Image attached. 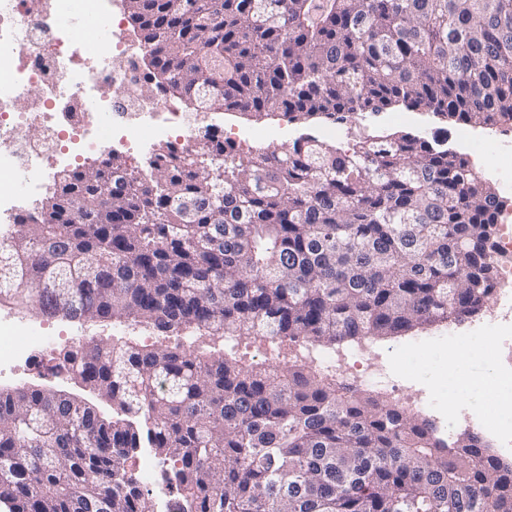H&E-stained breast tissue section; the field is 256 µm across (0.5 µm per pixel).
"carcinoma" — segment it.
Instances as JSON below:
<instances>
[{"instance_id":"carcinoma-1","label":"carcinoma","mask_w":512,"mask_h":512,"mask_svg":"<svg viewBox=\"0 0 512 512\" xmlns=\"http://www.w3.org/2000/svg\"><path fill=\"white\" fill-rule=\"evenodd\" d=\"M146 83L216 112L343 122L403 105L512 127V0H126ZM61 169L0 241V301L161 336L334 345L462 322L496 286L495 187L410 133L358 129L238 153L208 133L144 169ZM112 403L0 392L8 512H154L126 463L151 448L173 512H512V464L306 365L133 339L63 352Z\"/></svg>"}]
</instances>
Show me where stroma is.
<instances>
[{
    "label": "stroma",
    "instance_id": "obj_1",
    "mask_svg": "<svg viewBox=\"0 0 512 512\" xmlns=\"http://www.w3.org/2000/svg\"><path fill=\"white\" fill-rule=\"evenodd\" d=\"M209 121L220 125L224 130L238 134L259 129L281 128L285 131L281 138L282 143L285 144L295 141L305 133L320 139L325 138L327 130L334 127L328 121H319L307 126L292 124L279 113L257 118L240 115L231 122L228 121L226 114L215 112L210 114ZM363 126L387 133L397 131L413 133L429 140L444 138L450 150L468 158L472 167L486 174L491 171V162L485 157L473 154L470 143L465 138L466 133L470 132L478 137L491 136L501 149L512 151V129L510 128L502 127L490 132L480 127L471 129L465 124L452 120L442 121L430 114L411 111L402 106L389 108L375 117H359L339 124L336 126L340 131L339 137L335 140L336 146H347V131ZM46 323L50 327L51 334L56 337L55 343L51 348L36 351L35 364L17 367L14 371L13 385L37 384L46 388L74 391L73 381L59 365L61 353L85 342L108 345L112 340L122 336L148 345L163 342L169 346L180 344L191 351H203L214 355L226 352L247 365L260 362L258 350L262 347L289 359L294 358L299 352L298 345H288L271 339L261 342L251 336H238L223 341L208 338L192 340L185 337L184 333L178 332L164 338L158 336L157 332L151 328L131 322L120 324L98 319L72 321L57 315L47 318ZM447 333L448 327L443 324L421 328L405 336L375 338L371 341L372 348L368 357L370 361L384 362L390 370L403 373L408 381L407 395H414L421 390L430 391L441 404L445 405L449 402L448 389L441 386L440 380L448 364V350L435 345L434 340Z\"/></svg>",
    "mask_w": 512,
    "mask_h": 512
}]
</instances>
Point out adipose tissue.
I'll return each instance as SVG.
<instances>
[{
	"label": "adipose tissue",
	"mask_w": 512,
	"mask_h": 512,
	"mask_svg": "<svg viewBox=\"0 0 512 512\" xmlns=\"http://www.w3.org/2000/svg\"><path fill=\"white\" fill-rule=\"evenodd\" d=\"M474 353L470 347L459 348L448 358V391L457 397H470L491 391L498 395L500 408L496 412L498 420H512V376L503 375L498 361L491 353H483L482 373L473 374L467 369Z\"/></svg>",
	"instance_id": "adipose-tissue-1"
}]
</instances>
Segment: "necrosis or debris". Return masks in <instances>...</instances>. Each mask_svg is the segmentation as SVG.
Instances as JSON below:
<instances>
[{
	"label": "necrosis or debris",
	"instance_id": "4bbe7bcc",
	"mask_svg": "<svg viewBox=\"0 0 512 512\" xmlns=\"http://www.w3.org/2000/svg\"><path fill=\"white\" fill-rule=\"evenodd\" d=\"M124 8V0H0V241L22 213L15 178H22L35 199L52 191L56 170L78 160L109 151L143 154L158 142L187 151L205 133L196 115L171 100L136 97L144 50L121 23ZM88 17L105 38L83 34L81 23ZM501 276L510 286L496 296L484 330L495 354L512 362V266L502 268ZM50 341L44 322L21 326L11 313L0 312V372L31 362ZM364 357L357 347L345 361L327 355L314 364L342 386L369 385L403 396V379L383 366L361 369ZM407 406L434 412L442 435L463 426L512 455V428L463 407L440 411L429 394L409 399Z\"/></svg>",
	"mask_w": 512,
	"mask_h": 512
}]
</instances>
